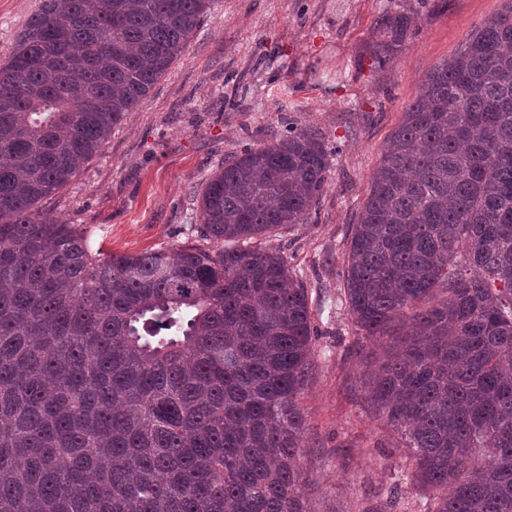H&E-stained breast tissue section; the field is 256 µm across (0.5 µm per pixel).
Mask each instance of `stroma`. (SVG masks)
<instances>
[{
  "instance_id": "1",
  "label": "stroma",
  "mask_w": 512,
  "mask_h": 512,
  "mask_svg": "<svg viewBox=\"0 0 512 512\" xmlns=\"http://www.w3.org/2000/svg\"><path fill=\"white\" fill-rule=\"evenodd\" d=\"M512 0H216L184 55L110 141L40 208L87 229L106 253L204 246L196 194L225 159L288 130L330 151L319 204L304 223L263 238L309 293L318 329L300 399L314 512H420L400 483L396 432L380 428L359 387L364 363L343 293L344 244L390 133L427 71ZM41 0H0V64ZM412 24L384 65L383 20ZM401 485L398 498L390 490Z\"/></svg>"
}]
</instances>
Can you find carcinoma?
I'll return each mask as SVG.
<instances>
[{
    "label": "carcinoma",
    "instance_id": "carcinoma-1",
    "mask_svg": "<svg viewBox=\"0 0 512 512\" xmlns=\"http://www.w3.org/2000/svg\"><path fill=\"white\" fill-rule=\"evenodd\" d=\"M214 0H42L0 65V512H311L315 331L277 251L330 162L290 131L198 193L212 248L93 249L38 203L185 53ZM411 19L385 18L394 39ZM366 399L424 512H512V9L434 66L345 243Z\"/></svg>",
    "mask_w": 512,
    "mask_h": 512
}]
</instances>
